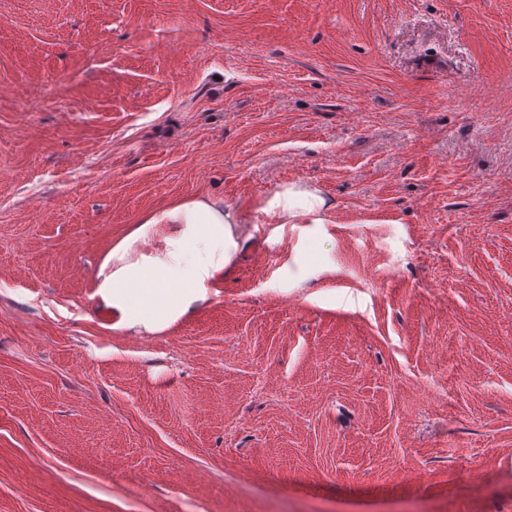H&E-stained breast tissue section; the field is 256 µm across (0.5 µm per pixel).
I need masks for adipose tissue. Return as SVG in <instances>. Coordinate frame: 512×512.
<instances>
[{"mask_svg":"<svg viewBox=\"0 0 512 512\" xmlns=\"http://www.w3.org/2000/svg\"><path fill=\"white\" fill-rule=\"evenodd\" d=\"M324 199L297 185L262 199L272 224H318ZM245 218L222 202L193 197L141 216L99 268L93 296L116 317V328L152 334L173 325L204 301L241 244ZM167 225L162 245L152 241Z\"/></svg>","mask_w":512,"mask_h":512,"instance_id":"ef3b65f1","label":"adipose tissue"}]
</instances>
